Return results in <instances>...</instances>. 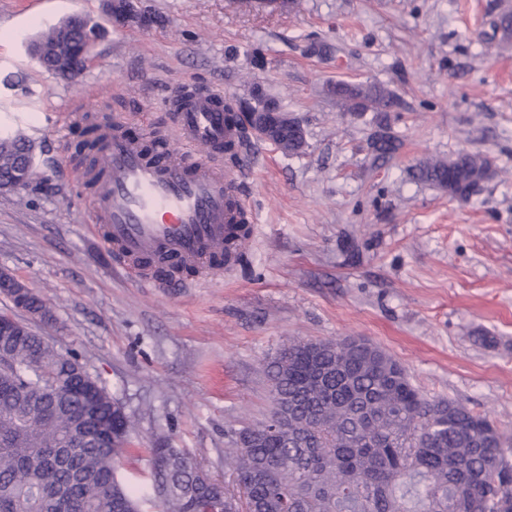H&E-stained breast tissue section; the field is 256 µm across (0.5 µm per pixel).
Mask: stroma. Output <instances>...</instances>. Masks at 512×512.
I'll return each instance as SVG.
<instances>
[{"label":"stroma","mask_w":512,"mask_h":512,"mask_svg":"<svg viewBox=\"0 0 512 512\" xmlns=\"http://www.w3.org/2000/svg\"><path fill=\"white\" fill-rule=\"evenodd\" d=\"M162 24L113 25L102 0H0V132L35 146L38 191H0V270L47 303L33 331L77 355L130 422L117 477L137 484L154 448L224 477L230 428L269 415L266 362L292 340L363 336L431 397L485 416L512 440V0H142ZM79 14L101 37L77 79L28 48ZM339 81L378 85L399 107L381 128L344 111ZM186 84L226 100L261 89L302 125L288 156L250 139L240 194L252 209L243 257L223 276L155 287L99 238L73 138V103L160 145L162 105ZM401 146L373 162L370 139ZM490 155L496 176L468 200L412 177L431 158Z\"/></svg>","instance_id":"35a3bbf8"}]
</instances>
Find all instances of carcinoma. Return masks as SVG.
I'll use <instances>...</instances> for the list:
<instances>
[{"label":"carcinoma","mask_w":512,"mask_h":512,"mask_svg":"<svg viewBox=\"0 0 512 512\" xmlns=\"http://www.w3.org/2000/svg\"><path fill=\"white\" fill-rule=\"evenodd\" d=\"M97 36L54 26L45 42ZM331 92L348 112H389L391 91L339 81ZM300 153L305 137L272 134ZM370 147L392 155L385 133ZM33 145L0 136V179L8 180ZM419 179L460 200L494 175L490 158L461 152L419 164ZM245 224L231 228L224 262H235ZM27 314L50 319L36 295ZM272 411L257 428L232 430L221 482L189 457L152 448L147 495L167 483L162 512H512V462L485 417L446 398H429L390 354L365 338L295 342L265 365ZM100 417L126 433L129 421L74 355L34 332L0 344V512H140V489L116 477L123 449L88 426L77 448H58L88 396Z\"/></svg>","instance_id":"carcinoma-1"}]
</instances>
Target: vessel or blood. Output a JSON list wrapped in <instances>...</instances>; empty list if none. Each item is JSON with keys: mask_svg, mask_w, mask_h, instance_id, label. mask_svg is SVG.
Segmentation results:
<instances>
[{"mask_svg": "<svg viewBox=\"0 0 512 512\" xmlns=\"http://www.w3.org/2000/svg\"><path fill=\"white\" fill-rule=\"evenodd\" d=\"M222 94L177 89L169 97L174 145L158 152L125 136L118 121L101 129L94 164L83 173L102 239L119 264L139 268L144 282L178 261L221 275L211 262L224 250L229 225L249 220L238 199L247 169L222 166L224 143L238 130L225 119Z\"/></svg>", "mask_w": 512, "mask_h": 512, "instance_id": "1", "label": "vessel or blood"}]
</instances>
